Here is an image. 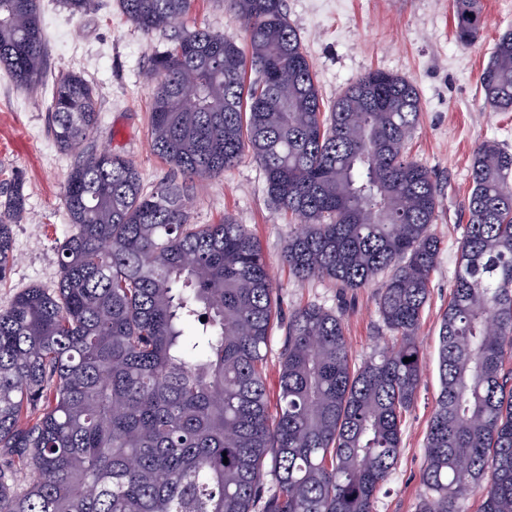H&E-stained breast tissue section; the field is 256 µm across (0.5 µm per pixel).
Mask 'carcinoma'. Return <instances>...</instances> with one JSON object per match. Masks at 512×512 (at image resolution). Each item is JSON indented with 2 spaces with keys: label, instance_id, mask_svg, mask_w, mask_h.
I'll return each instance as SVG.
<instances>
[{
  "label": "carcinoma",
  "instance_id": "obj_1",
  "mask_svg": "<svg viewBox=\"0 0 512 512\" xmlns=\"http://www.w3.org/2000/svg\"><path fill=\"white\" fill-rule=\"evenodd\" d=\"M283 2L229 0L244 49L184 26L193 0H119L145 36L168 35L150 60V146L180 181L147 190L108 150L69 172L76 232L59 248L58 287L27 288L0 312V459L36 474L18 491L0 468V512H375L423 376L440 189L404 155L421 115L414 83L374 70L324 103ZM455 5L465 46L481 0ZM45 56L39 0H0V69L33 90ZM478 84L487 106L512 111V28ZM51 118L58 148L79 149L99 123L92 84L60 73ZM246 152L299 223L282 255L293 277L383 278L377 311L393 333L357 364L340 316L295 308L273 408L263 363L276 297L261 246L228 215L191 223L186 198ZM471 176L418 512H461L477 488L481 512H512V151L478 139ZM0 192L2 274L26 197L19 177Z\"/></svg>",
  "mask_w": 512,
  "mask_h": 512
}]
</instances>
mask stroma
I'll return each mask as SVG.
<instances>
[{"instance_id":"1","label":"stroma","mask_w":512,"mask_h":512,"mask_svg":"<svg viewBox=\"0 0 512 512\" xmlns=\"http://www.w3.org/2000/svg\"><path fill=\"white\" fill-rule=\"evenodd\" d=\"M481 4L484 24L474 41L462 46L454 37V0H286L288 20L300 35L324 101L334 100L370 70L413 81L422 112L406 153L433 170L440 185L431 230L441 240V252L417 331L424 375L403 422L401 453L377 495L376 512H417L426 493L421 473L425 436L440 393L438 333L467 222L472 150L479 138L512 148V112L485 108L477 85L499 34L512 27V0ZM40 11L47 42L41 86L21 89L0 70V180L20 176L27 194V211L14 228L17 260L0 279V312L25 288H56L58 249L75 230L63 205L64 181L78 161L104 149L120 154L137 165L148 188L177 176L149 146V61L166 35L144 36L120 12L118 0H97L82 15L70 14L61 0H40ZM184 23L239 32L225 0H195ZM63 71L83 75L95 87L100 107L97 132L73 152L61 151L50 129L51 86ZM188 197L193 223L215 224L229 214L261 245L278 297L267 352L268 384L277 381L288 316L300 305L314 303L338 313L355 358L391 345L392 334L376 307L379 281L347 289L328 279H293L282 253L296 227L269 201L263 172L251 156H243L223 176L194 184Z\"/></svg>"}]
</instances>
